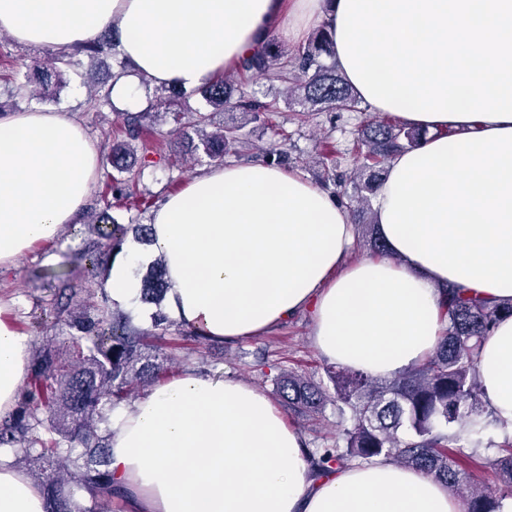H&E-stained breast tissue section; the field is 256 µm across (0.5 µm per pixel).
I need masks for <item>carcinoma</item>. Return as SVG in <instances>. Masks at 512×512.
<instances>
[{
    "mask_svg": "<svg viewBox=\"0 0 512 512\" xmlns=\"http://www.w3.org/2000/svg\"><path fill=\"white\" fill-rule=\"evenodd\" d=\"M330 56L327 29L316 27L295 53H285L273 40L242 58L234 74L198 89L207 107L227 114L218 130L200 135L194 149L212 161L245 155L249 147L247 125L265 123V115L277 110L270 100L244 90L242 81L259 79L268 90L288 89V104L300 112H366L336 66L325 63ZM152 106L179 107L171 89H154ZM150 112L126 113V138L112 147L103 163L112 166L113 188L122 192L133 173L125 156L134 154L132 141ZM421 133L399 120L378 116L365 118L356 129V155L351 172L332 171L334 193L351 210L354 223L363 224L371 212L380 176L392 155L415 147ZM148 241L147 224L105 225L100 236L110 250L123 245L129 230ZM88 275L98 282L101 304L86 308L78 290L70 287L67 274L53 319L41 326L50 329L65 323L70 329V360L51 354L42 359L22 407L0 424V447L16 455L41 487L46 512H109L114 482L109 470L108 438L98 435L103 410L143 387L168 375L173 362L158 343L167 330L165 319L150 333L117 312L105 292L109 279L107 260L86 258ZM163 262L142 279L141 297L158 302L166 294ZM444 328L431 354L386 383L362 372L340 366L324 368L327 381H314L297 372H279L271 378L288 412L314 420L327 406L336 408L343 422L342 444L310 454L313 471H327L382 458L414 469L443 482L463 503V512H506L512 501V437L496 445L490 461L499 474L497 484L480 486L472 479L468 464L472 455L461 444L462 433L477 435L496 426L492 412L483 405L478 368L482 343L498 319L512 315V300L487 302L469 296L456 286L442 288ZM86 490L92 505L76 500L75 491Z\"/></svg>",
    "mask_w": 512,
    "mask_h": 512,
    "instance_id": "cac0c4a2",
    "label": "carcinoma"
}]
</instances>
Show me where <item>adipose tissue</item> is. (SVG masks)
I'll return each instance as SVG.
<instances>
[{
  "label": "adipose tissue",
  "mask_w": 512,
  "mask_h": 512,
  "mask_svg": "<svg viewBox=\"0 0 512 512\" xmlns=\"http://www.w3.org/2000/svg\"><path fill=\"white\" fill-rule=\"evenodd\" d=\"M327 25L333 59L371 111L420 130L372 201L389 254L349 262L352 217L300 171L227 162L192 177L150 217L169 308L221 342L310 311L333 365L390 377L429 353L437 290L512 299V0H0V33L65 51L104 28L131 68L120 111L153 86L197 88L264 42ZM101 153L68 112L0 113V271L77 223ZM122 250L107 289L138 292ZM30 339L0 317V415L23 395ZM482 399L512 437V316L480 350ZM301 432L261 390L179 373L112 416L109 468L127 512H462L422 472L385 460L313 474ZM0 512H46L40 486L0 460Z\"/></svg>",
  "instance_id": "ef3b65f1"
}]
</instances>
